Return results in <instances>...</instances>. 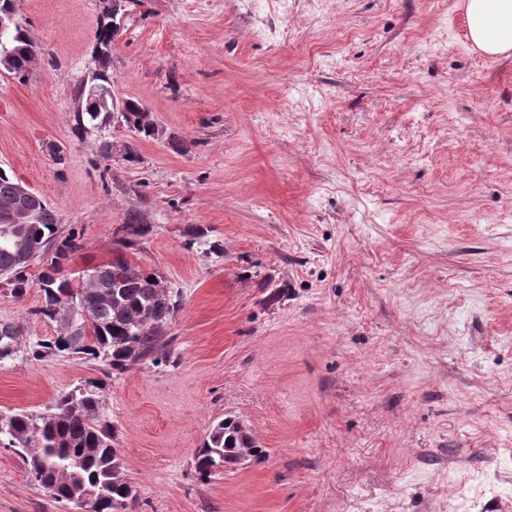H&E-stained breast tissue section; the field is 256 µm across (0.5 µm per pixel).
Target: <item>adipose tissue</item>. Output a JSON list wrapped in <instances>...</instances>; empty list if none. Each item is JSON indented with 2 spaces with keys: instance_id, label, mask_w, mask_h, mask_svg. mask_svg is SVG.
Returning <instances> with one entry per match:
<instances>
[{
  "instance_id": "adipose-tissue-1",
  "label": "adipose tissue",
  "mask_w": 512,
  "mask_h": 512,
  "mask_svg": "<svg viewBox=\"0 0 512 512\" xmlns=\"http://www.w3.org/2000/svg\"><path fill=\"white\" fill-rule=\"evenodd\" d=\"M467 35L489 57L512 54V0H465Z\"/></svg>"
}]
</instances>
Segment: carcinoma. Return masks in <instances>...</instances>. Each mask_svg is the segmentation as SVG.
Returning <instances> with one entry per match:
<instances>
[{"label": "carcinoma", "instance_id": "1", "mask_svg": "<svg viewBox=\"0 0 512 512\" xmlns=\"http://www.w3.org/2000/svg\"><path fill=\"white\" fill-rule=\"evenodd\" d=\"M15 51L12 76L23 80L26 66L37 56V42L30 30L17 22L0 36ZM85 85L75 92L74 132L81 136L96 126L100 116L112 109V95L106 104L88 101ZM129 114L125 124L139 137L153 138L158 126L153 113L137 100H124ZM16 185L0 169V203L16 198ZM25 224L0 223V284L23 296L33 282L44 292V304L32 314L57 323L56 335L21 341L12 322H0V362L20 356L42 359L51 356L79 357L103 365L105 376L120 375L134 365L167 364L172 358L175 337L166 328L182 308L179 290L168 285L157 272L130 262L126 253L135 249L149 228L132 217L117 227L116 258L82 271L83 284L74 289L65 265L80 248L75 233L60 230L55 211L42 197L28 204ZM40 249L35 261L41 264L37 280L31 279V263L21 259L24 251ZM127 272L117 282L115 276ZM72 303L83 317L76 332L59 318V308ZM106 385L88 381L57 396L43 412L0 411V446L17 448L26 459L33 482L59 502H71L74 494L83 501L85 512H129L136 501L134 486L123 473L124 464L115 448V430L104 400ZM254 459L266 455L250 429L238 418L227 415L212 423L201 448L195 454V470L207 479L237 464L243 452Z\"/></svg>", "mask_w": 512, "mask_h": 512}]
</instances>
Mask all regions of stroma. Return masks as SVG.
Listing matches in <instances>:
<instances>
[{
  "label": "stroma",
  "instance_id": "obj_1",
  "mask_svg": "<svg viewBox=\"0 0 512 512\" xmlns=\"http://www.w3.org/2000/svg\"><path fill=\"white\" fill-rule=\"evenodd\" d=\"M461 3L127 0L107 70L145 140L74 134L98 0H18L38 56L0 75V168L79 232L70 280L135 215L131 261L183 295L175 363L107 380L132 512H512V57ZM43 302L0 286V321L54 335ZM101 377L5 361L0 410ZM227 415L267 456L201 480ZM0 512L77 510L0 447ZM125 108L129 112H125L124 105L121 104L120 112L123 113L122 118L125 124L134 130L139 137L153 138L158 132V126L154 120L152 112L138 101L132 98L123 100ZM147 111V112H140ZM128 113L129 115H126Z\"/></svg>",
  "mask_w": 512,
  "mask_h": 512
}]
</instances>
